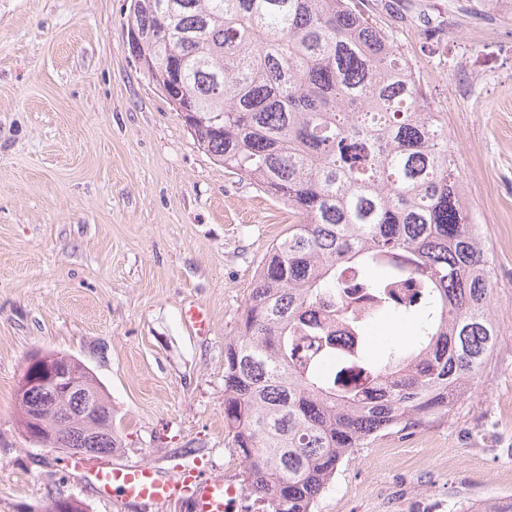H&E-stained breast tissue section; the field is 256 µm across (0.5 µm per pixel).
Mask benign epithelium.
Masks as SVG:
<instances>
[{
  "mask_svg": "<svg viewBox=\"0 0 512 512\" xmlns=\"http://www.w3.org/2000/svg\"><path fill=\"white\" fill-rule=\"evenodd\" d=\"M79 359L36 350L27 360L16 402L28 414L18 428L41 448H76L101 459L112 455V414Z\"/></svg>",
  "mask_w": 512,
  "mask_h": 512,
  "instance_id": "1",
  "label": "benign epithelium"
}]
</instances>
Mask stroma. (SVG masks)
Listing matches in <instances>:
<instances>
[{"mask_svg": "<svg viewBox=\"0 0 512 512\" xmlns=\"http://www.w3.org/2000/svg\"><path fill=\"white\" fill-rule=\"evenodd\" d=\"M448 116L466 204L493 258L500 343L444 420L354 449L313 512H460L512 496V9L362 0ZM128 0H0V512L99 495L70 453L18 431L36 350L80 359L112 404L111 460L201 464L265 512L224 423V342L259 265L297 217L225 172L134 62ZM207 309L210 331L184 320ZM384 315L378 358L409 342Z\"/></svg>", "mask_w": 512, "mask_h": 512, "instance_id": "stroma-1", "label": "stroma"}]
</instances>
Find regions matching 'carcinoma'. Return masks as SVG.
I'll use <instances>...</instances> for the list:
<instances>
[{
	"mask_svg": "<svg viewBox=\"0 0 512 512\" xmlns=\"http://www.w3.org/2000/svg\"><path fill=\"white\" fill-rule=\"evenodd\" d=\"M133 58L200 148L298 217L224 343V423L267 512H312L345 455L436 423L500 337L494 267L448 122L360 0H129ZM389 271L385 279L372 275ZM414 322L339 356L309 314ZM414 333V326L393 315H383L372 322L366 330L365 349L372 358H378L395 342L407 343Z\"/></svg>",
	"mask_w": 512,
	"mask_h": 512,
	"instance_id": "cac0c4a2",
	"label": "carcinoma"
}]
</instances>
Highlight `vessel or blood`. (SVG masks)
I'll list each match as a JSON object with an SVG mask.
<instances>
[{
	"instance_id": "obj_1",
	"label": "vessel or blood",
	"mask_w": 512,
	"mask_h": 512,
	"mask_svg": "<svg viewBox=\"0 0 512 512\" xmlns=\"http://www.w3.org/2000/svg\"><path fill=\"white\" fill-rule=\"evenodd\" d=\"M92 484L98 494L114 495L129 504L162 507L186 497L194 512H235L237 507L236 487L205 477L196 466L180 467L167 476L147 464H107L96 469Z\"/></svg>"
}]
</instances>
